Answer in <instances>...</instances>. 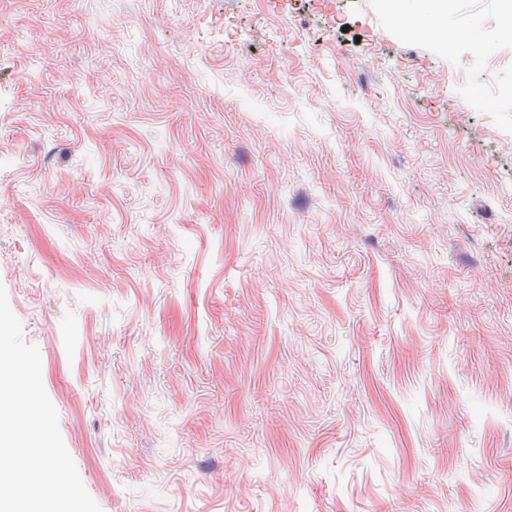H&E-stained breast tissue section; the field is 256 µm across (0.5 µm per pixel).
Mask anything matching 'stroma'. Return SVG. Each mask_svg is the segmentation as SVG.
<instances>
[{"instance_id": "1", "label": "stroma", "mask_w": 512, "mask_h": 512, "mask_svg": "<svg viewBox=\"0 0 512 512\" xmlns=\"http://www.w3.org/2000/svg\"><path fill=\"white\" fill-rule=\"evenodd\" d=\"M377 0H0V285L101 512H512V37ZM399 12L404 13L407 19L423 27L442 40L448 39L444 45H439L451 53L457 44L472 39L467 31H459L453 37L448 38V2L446 0H399ZM418 39H428L429 34L423 30H411ZM466 86L471 102L481 112H500L506 101L512 102V84L503 86L497 95L487 92L478 81H471Z\"/></svg>"}]
</instances>
